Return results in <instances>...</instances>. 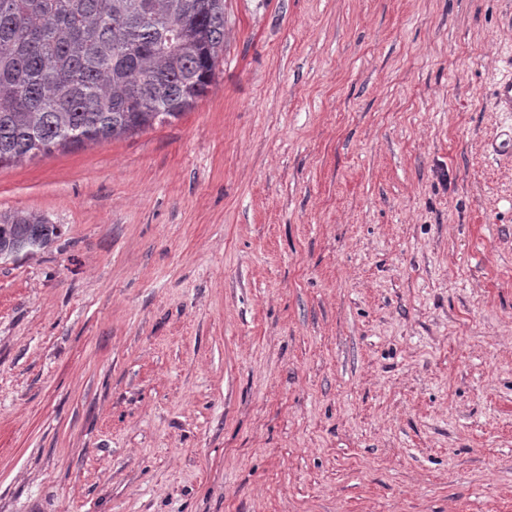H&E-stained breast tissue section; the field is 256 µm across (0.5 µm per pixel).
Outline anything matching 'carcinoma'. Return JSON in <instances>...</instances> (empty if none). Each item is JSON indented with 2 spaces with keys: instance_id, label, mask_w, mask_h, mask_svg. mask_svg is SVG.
<instances>
[{
  "instance_id": "1",
  "label": "carcinoma",
  "mask_w": 512,
  "mask_h": 512,
  "mask_svg": "<svg viewBox=\"0 0 512 512\" xmlns=\"http://www.w3.org/2000/svg\"><path fill=\"white\" fill-rule=\"evenodd\" d=\"M224 0H0V166L178 119L207 96ZM60 230L0 215V244Z\"/></svg>"
}]
</instances>
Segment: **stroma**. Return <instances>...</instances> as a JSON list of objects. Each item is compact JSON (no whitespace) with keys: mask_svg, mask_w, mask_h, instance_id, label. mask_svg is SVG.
<instances>
[{"mask_svg":"<svg viewBox=\"0 0 512 512\" xmlns=\"http://www.w3.org/2000/svg\"><path fill=\"white\" fill-rule=\"evenodd\" d=\"M512 0H224L179 120L0 167V512H512ZM59 234L56 224H47L36 215H0V244H3L0 246V260L12 258L22 251L30 253L34 250L28 244L15 242L38 241L46 247ZM7 244L13 245L5 247Z\"/></svg>","mask_w":512,"mask_h":512,"instance_id":"stroma-1","label":"stroma"}]
</instances>
